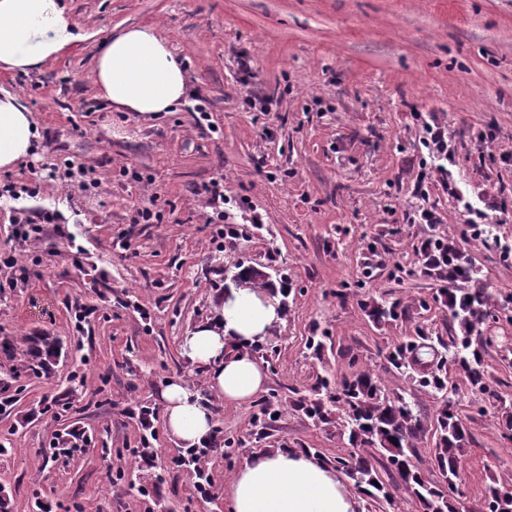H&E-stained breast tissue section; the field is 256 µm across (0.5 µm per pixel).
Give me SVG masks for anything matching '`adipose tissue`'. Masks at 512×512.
Instances as JSON below:
<instances>
[{"label": "adipose tissue", "instance_id": "ef3b65f1", "mask_svg": "<svg viewBox=\"0 0 512 512\" xmlns=\"http://www.w3.org/2000/svg\"><path fill=\"white\" fill-rule=\"evenodd\" d=\"M86 33L61 0H0V72L28 74L75 49ZM97 97L117 112L149 120L175 110L189 94L182 61L155 26L113 32L98 48L92 70ZM34 113L16 94L0 92V169L33 151ZM277 300L259 288H233L182 343L184 356L204 371L206 385L225 402L245 404L263 390L266 373L247 351L279 322ZM165 428L181 447H201L214 414L181 379L161 392ZM229 512H361V496L345 476L300 450L254 454L224 487Z\"/></svg>", "mask_w": 512, "mask_h": 512}]
</instances>
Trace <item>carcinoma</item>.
<instances>
[{"label":"carcinoma","instance_id":"obj_1","mask_svg":"<svg viewBox=\"0 0 512 512\" xmlns=\"http://www.w3.org/2000/svg\"><path fill=\"white\" fill-rule=\"evenodd\" d=\"M428 249L421 273L442 283L433 301L447 309L444 327L421 322L414 333L386 347V359L410 384V391L391 394L381 377L360 367L339 378L318 375L309 394L290 402L291 408L323 429L348 436L344 453L327 460L346 474L363 495L367 512H396L397 495L406 493L422 512H462L458 481L466 448L472 441L464 420L457 381L499 403L502 428L512 441V399L491 383L485 356L496 338L487 333L496 324L512 327V316L498 312L512 304V296L498 300L473 269L461 243L453 236L435 234L424 240ZM233 287L266 288L281 295L288 310L290 290L276 287L271 274L238 263L228 270ZM378 327L389 326L408 313L409 306L391 297L360 303ZM21 370L34 375L49 371V360L59 355L53 336H29ZM424 391L438 403L431 418L416 409L413 391ZM281 412L280 401L264 400L253 415L251 433H261ZM430 437L432 448L423 456L419 444ZM477 512H512V485L493 480L486 486Z\"/></svg>","mask_w":512,"mask_h":512}]
</instances>
